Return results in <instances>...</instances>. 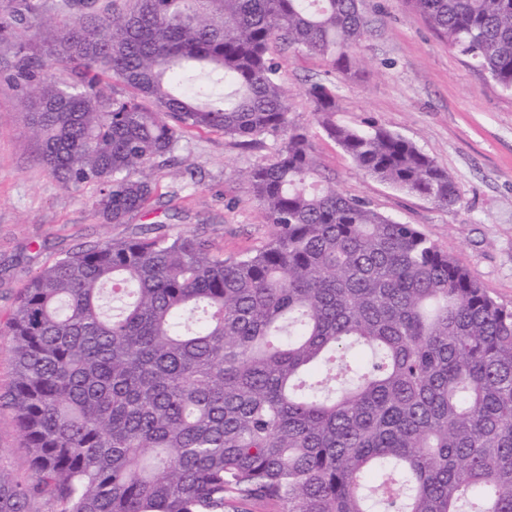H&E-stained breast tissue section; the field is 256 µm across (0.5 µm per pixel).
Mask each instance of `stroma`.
Instances as JSON below:
<instances>
[{"mask_svg": "<svg viewBox=\"0 0 512 512\" xmlns=\"http://www.w3.org/2000/svg\"><path fill=\"white\" fill-rule=\"evenodd\" d=\"M361 8L369 35L357 47L366 61L360 77L343 76L322 57L277 46L291 120L308 128L322 172L341 192L416 226L460 259L493 298L512 306V90L448 48L405 0H362ZM12 60L10 45L1 44L0 395L13 383L6 324L30 277L78 248L153 228L197 233L228 258L260 248L273 228L243 174L273 160L279 145L273 136L243 147L219 133H191L172 162L152 169L149 214L106 224L91 208L95 186L63 187L45 169L23 95L1 78ZM314 81L334 91L338 122L373 119L433 157L454 180L459 202L440 208L355 169L313 119L306 88ZM0 468L21 483L39 482L14 414L1 402Z\"/></svg>", "mask_w": 512, "mask_h": 512, "instance_id": "1", "label": "stroma"}]
</instances>
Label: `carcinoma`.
I'll return each instance as SVG.
<instances>
[{
  "label": "carcinoma",
  "mask_w": 512,
  "mask_h": 512,
  "mask_svg": "<svg viewBox=\"0 0 512 512\" xmlns=\"http://www.w3.org/2000/svg\"><path fill=\"white\" fill-rule=\"evenodd\" d=\"M512 90V0H406ZM0 0L9 82L49 173L96 186L108 224L148 210L185 133L280 137L245 173L273 234L226 259L190 231L80 248L33 275L8 321L31 489L62 512H512V308L412 224L323 176L272 55L281 39L360 71L359 0ZM63 69L47 71L43 56ZM109 74L126 96L101 90ZM317 125L364 174L441 208L448 172L374 120Z\"/></svg>",
  "instance_id": "1"
}]
</instances>
